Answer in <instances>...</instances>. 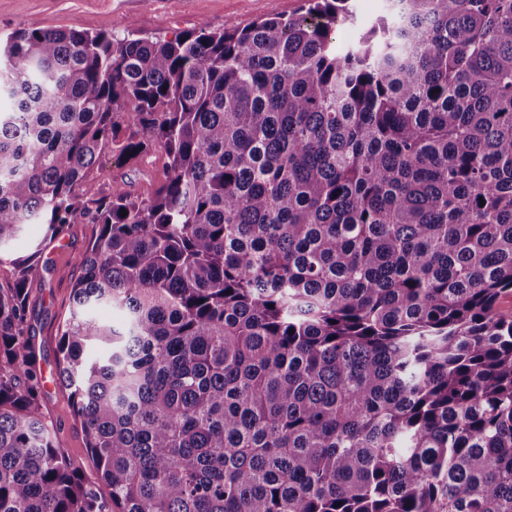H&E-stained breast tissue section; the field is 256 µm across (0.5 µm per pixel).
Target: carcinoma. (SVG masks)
<instances>
[{"instance_id": "1", "label": "carcinoma", "mask_w": 512, "mask_h": 512, "mask_svg": "<svg viewBox=\"0 0 512 512\" xmlns=\"http://www.w3.org/2000/svg\"><path fill=\"white\" fill-rule=\"evenodd\" d=\"M388 2L345 46L349 0L8 35L0 252L99 226L59 379L100 484L42 411L39 244L0 287V512H512V0ZM151 151V192L85 191Z\"/></svg>"}]
</instances>
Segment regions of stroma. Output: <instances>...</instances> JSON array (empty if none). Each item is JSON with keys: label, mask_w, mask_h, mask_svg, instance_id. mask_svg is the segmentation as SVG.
I'll list each match as a JSON object with an SVG mask.
<instances>
[{"label": "stroma", "mask_w": 512, "mask_h": 512, "mask_svg": "<svg viewBox=\"0 0 512 512\" xmlns=\"http://www.w3.org/2000/svg\"><path fill=\"white\" fill-rule=\"evenodd\" d=\"M300 4L301 0H0V34L38 24L120 37L130 25L143 35L170 39L203 26L243 27L277 14L289 16ZM162 177L163 160L155 153H147L135 163L108 156L98 164L86 189L92 194L104 193L113 182L123 179L130 182L132 190L143 193ZM97 233L93 224L68 225L62 234L68 249L56 254L47 239L46 225L28 224L9 248L17 257L30 253L36 244L45 247L40 274L30 285L28 315L42 374L41 404L58 447L89 483L98 480L96 465L70 391L57 380V363L59 341L72 309V289L80 275L76 259Z\"/></svg>", "instance_id": "obj_1"}]
</instances>
